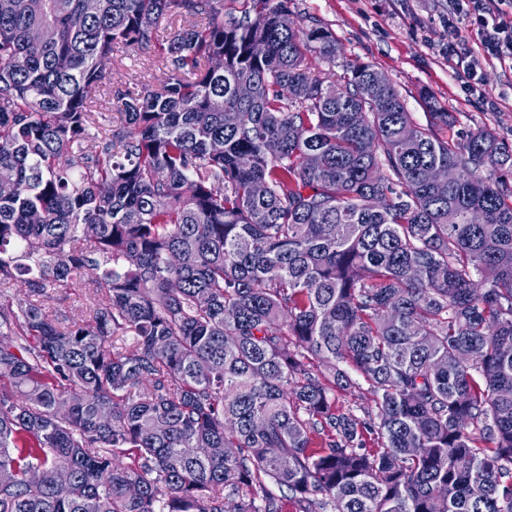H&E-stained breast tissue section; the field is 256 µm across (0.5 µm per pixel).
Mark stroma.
Returning <instances> with one entry per match:
<instances>
[{
  "mask_svg": "<svg viewBox=\"0 0 512 512\" xmlns=\"http://www.w3.org/2000/svg\"><path fill=\"white\" fill-rule=\"evenodd\" d=\"M289 7L305 25L329 29L341 59L368 62L382 71L416 123L426 121L419 92L427 89L443 110L460 113L463 122L512 139V66L483 64L473 89L461 81L448 64L449 46L467 44L475 57L482 48L468 21L449 22L448 0H290ZM168 78L151 49L114 52L103 79L88 93L92 110L100 114L98 135L111 137L122 126V93L156 89ZM99 291L95 276L84 273L73 288L48 290L43 302L59 315L85 319Z\"/></svg>",
  "mask_w": 512,
  "mask_h": 512,
  "instance_id": "1",
  "label": "stroma"
}]
</instances>
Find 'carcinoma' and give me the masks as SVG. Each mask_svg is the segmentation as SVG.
I'll use <instances>...</instances> for the list:
<instances>
[{
  "label": "carcinoma",
  "mask_w": 512,
  "mask_h": 512,
  "mask_svg": "<svg viewBox=\"0 0 512 512\" xmlns=\"http://www.w3.org/2000/svg\"><path fill=\"white\" fill-rule=\"evenodd\" d=\"M86 2L0 0V512H512V142L288 0ZM169 13V81L91 135ZM85 270L90 320L43 306ZM183 28H187V24L181 22L180 17L166 16L160 20L149 48L114 52L112 64L106 67L103 79L88 92L91 109L102 113V119L98 114L96 131L93 130L99 137L111 138L112 130L124 123L118 102L122 93L157 89L168 80V69L151 55L157 42L169 40ZM336 405L340 410L353 409L357 414H361L359 410L363 406L368 407L372 405L370 396L364 391L361 395L358 392H349L339 388H336Z\"/></svg>",
  "instance_id": "carcinoma-1"
}]
</instances>
